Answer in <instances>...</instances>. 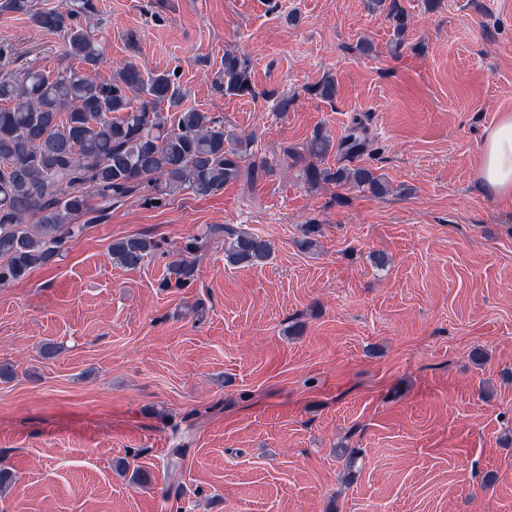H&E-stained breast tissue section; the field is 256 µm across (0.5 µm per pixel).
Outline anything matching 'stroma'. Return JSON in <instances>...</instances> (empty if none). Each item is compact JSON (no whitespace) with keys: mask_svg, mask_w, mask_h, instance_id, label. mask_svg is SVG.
Returning a JSON list of instances; mask_svg holds the SVG:
<instances>
[{"mask_svg":"<svg viewBox=\"0 0 512 512\" xmlns=\"http://www.w3.org/2000/svg\"><path fill=\"white\" fill-rule=\"evenodd\" d=\"M94 2L96 78L178 70L186 105L255 139L220 193L133 195L0 287V512H512V201L480 180L512 113V0H399L398 50L365 0ZM228 51L254 95L215 90ZM63 52L0 13V69L53 75ZM327 76L331 102L314 93ZM357 119L367 150L326 165L404 193L303 180L291 153ZM221 225L272 260L226 266ZM138 236L172 253L203 237L197 280L162 288L164 255L113 264L112 241Z\"/></svg>","mask_w":512,"mask_h":512,"instance_id":"35a3bbf8","label":"stroma"}]
</instances>
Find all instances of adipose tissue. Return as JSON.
Listing matches in <instances>:
<instances>
[{
  "label": "adipose tissue",
  "instance_id": "1",
  "mask_svg": "<svg viewBox=\"0 0 512 512\" xmlns=\"http://www.w3.org/2000/svg\"><path fill=\"white\" fill-rule=\"evenodd\" d=\"M481 179L499 197H512V114L504 113L481 148Z\"/></svg>",
  "mask_w": 512,
  "mask_h": 512
}]
</instances>
